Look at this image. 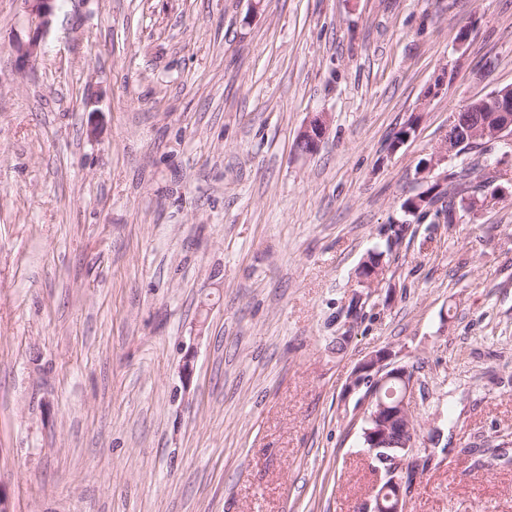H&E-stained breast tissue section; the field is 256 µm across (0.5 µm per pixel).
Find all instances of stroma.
<instances>
[{
	"label": "stroma",
	"mask_w": 512,
	"mask_h": 512,
	"mask_svg": "<svg viewBox=\"0 0 512 512\" xmlns=\"http://www.w3.org/2000/svg\"><path fill=\"white\" fill-rule=\"evenodd\" d=\"M28 37L0 0L8 512H361L384 349L432 457L407 512H512V185L402 209L512 85V0H55L30 70ZM478 106L480 108L486 106L489 110H492L496 116H500L503 119L499 122L498 126L495 130H493L490 134V143H500L505 145V147L512 146V86H506L500 91H496L493 95L484 97L481 99H476L472 101H468L460 110L456 112L452 118L448 126V137L445 138L443 144L439 148L437 154L431 157V159L426 162L423 167L420 169L419 173L431 174L443 161L445 158L448 159V156L454 155L457 147L453 145V141H451V131L460 125V117L459 113L464 112H476L478 114ZM473 115L474 124L479 122V118H475ZM486 151V148L480 144H472L470 141L465 142L457 151L456 155L459 153L468 154L475 152L480 154ZM391 354L386 351L379 352L370 360L359 367L355 374L352 386L354 388L365 387V398L367 400V412L365 418H370L375 428L367 432V442L364 437L365 429L373 428V424L364 421L361 429L363 434V444L369 445L366 450L371 458L381 459V453H377L381 448L387 447V435L394 422L404 420L407 422L409 413H414V377H410V370L406 366L393 365L390 363ZM396 380L401 383L402 388L398 397L391 404L385 403L382 399V392L387 383ZM388 387H393L399 393L400 386L390 383ZM383 396L385 397V391ZM370 412V414H369ZM366 446V445H365Z\"/></svg>",
	"instance_id": "35a3bbf8"
}]
</instances>
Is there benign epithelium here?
Segmentation results:
<instances>
[{
    "label": "benign epithelium",
    "instance_id": "7a95c632",
    "mask_svg": "<svg viewBox=\"0 0 512 512\" xmlns=\"http://www.w3.org/2000/svg\"><path fill=\"white\" fill-rule=\"evenodd\" d=\"M21 3L29 25V39L17 45V52L20 57V64L23 66H34L40 41L43 34L50 25L55 0H18ZM487 107L502 117L495 130L488 133L481 131L478 127H469V124H460L459 115H454L448 126V130L462 125L470 139L478 137L490 138L493 143H500L507 147L512 146V86H506L493 95L467 102L460 112H475L478 108ZM327 132L326 121L321 116L313 118L301 131L298 140L306 142L309 148L316 149L319 142ZM456 146L453 145L451 137H446L437 154L431 157L420 169V172L432 173L445 158L454 155ZM391 354L382 351L372 357L359 367L355 374L352 386L355 388H366L365 398L367 400L368 413L365 417L371 419L375 428L368 431L367 453L377 460L382 458L378 451L387 447V435L394 422L407 420V416L414 412L413 390L414 378L410 377V370L406 366H399L390 363ZM396 380L401 383L402 388L394 402L388 404L382 399V392L387 383ZM391 485L396 488V502L387 507L383 503V494H378L375 504H366L363 507L365 512H405L407 496L410 493V485L392 480Z\"/></svg>",
    "mask_w": 512,
    "mask_h": 512
}]
</instances>
